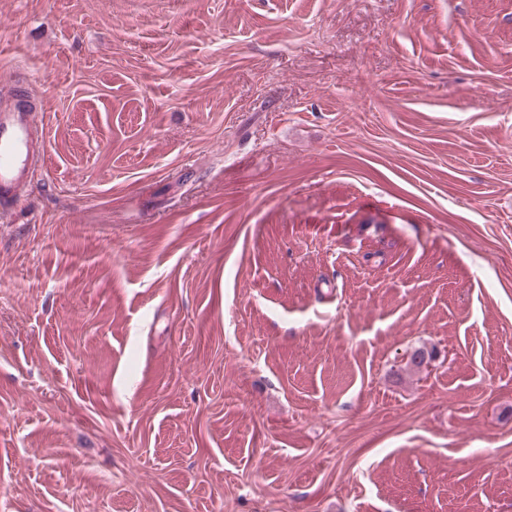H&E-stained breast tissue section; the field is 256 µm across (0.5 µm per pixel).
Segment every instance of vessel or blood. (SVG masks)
Listing matches in <instances>:
<instances>
[{"label": "vessel or blood", "mask_w": 512, "mask_h": 512, "mask_svg": "<svg viewBox=\"0 0 512 512\" xmlns=\"http://www.w3.org/2000/svg\"><path fill=\"white\" fill-rule=\"evenodd\" d=\"M44 127L34 107L0 109V210L9 211L41 167Z\"/></svg>", "instance_id": "1"}]
</instances>
